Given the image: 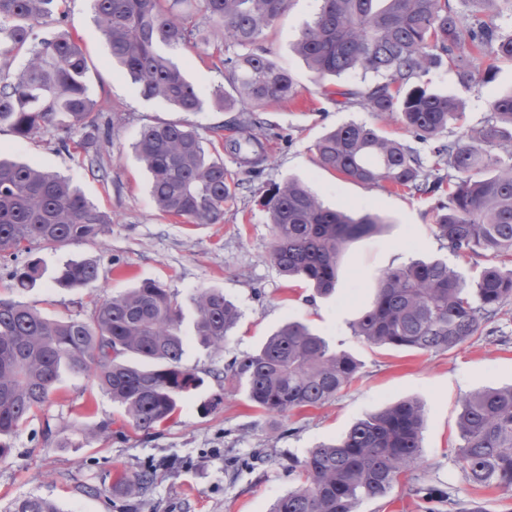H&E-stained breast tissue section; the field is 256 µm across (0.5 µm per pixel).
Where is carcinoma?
Masks as SVG:
<instances>
[{
    "mask_svg": "<svg viewBox=\"0 0 512 512\" xmlns=\"http://www.w3.org/2000/svg\"><path fill=\"white\" fill-rule=\"evenodd\" d=\"M67 0H0V128L30 139L51 126L58 145L81 150L93 177L106 169L98 150L71 133L99 131L112 118L89 95L88 62L65 28ZM93 17L114 61L145 99H161L177 112L206 108L235 112L230 149L243 164L264 155L259 117L271 103L295 96L293 75L255 45L290 0H91ZM465 15L450 0H321L316 18L302 31L295 51L319 77L358 74L376 78L356 88L324 87L344 108L359 105L397 117L411 140L392 138L365 122L348 121L314 144L319 165L365 186L411 196H439L435 236L470 258H502L483 268L473 284L441 259H412L383 272L372 304L353 325L362 342L423 352H448L478 338L512 301V164L503 165L486 146L512 151V91L491 102L487 124L445 142L464 105L429 90L420 78L443 65L471 84L512 62V32L497 24L512 0H464ZM239 52L219 59L229 89L205 98L189 81L173 51L211 46ZM27 56L22 69L16 58ZM429 145L421 154L412 142ZM133 148L150 174V195L161 215L192 224H220L224 203L245 189L237 174L214 159L207 142L180 123L146 125ZM448 169V179L429 180L427 168ZM272 224L270 260L280 275L326 295L334 291L342 248L385 224L377 213L330 209L299 179L286 178L264 199ZM111 223L69 178L15 157L0 155V251L36 243L59 249L92 242ZM42 275L29 262L13 273L25 287ZM98 278L96 263L66 264L56 282L83 287ZM197 313L194 339L220 351L240 312L219 288H198L190 297ZM178 295L155 280L95 303L92 318L52 319L36 306L0 298V461L58 390L62 375L86 376L148 433L182 409L201 378L183 362ZM359 361L337 350L300 321H289L253 353L224 367V378L254 407L285 423L295 410L321 407L356 378ZM461 444L456 462L479 488L512 492V385L488 387L462 399ZM425 416L413 400L396 402L358 419L333 442L288 458V475L301 483L279 496L271 512H358L365 500L382 498L398 478L422 461ZM150 465L112 484V495L134 499L154 485ZM415 495L457 505L434 487ZM8 512H59L46 498L16 499Z\"/></svg>",
    "mask_w": 512,
    "mask_h": 512,
    "instance_id": "cac0c4a2",
    "label": "carcinoma"
}]
</instances>
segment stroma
Instances as JSON below:
<instances>
[{
  "label": "stroma",
  "instance_id": "35a3bbf8",
  "mask_svg": "<svg viewBox=\"0 0 512 512\" xmlns=\"http://www.w3.org/2000/svg\"><path fill=\"white\" fill-rule=\"evenodd\" d=\"M319 8V0H292L259 41L271 59L292 73L297 94L288 103L268 107L272 128L259 169L240 165L231 154L223 156L225 168L248 181L251 191L225 205L223 223L188 224L158 214L149 193L150 175L132 145L144 125L161 122L188 124L218 143L228 135L231 113L177 112L162 101L140 97L113 63L89 0H69L66 27L88 53L89 93L112 114L111 138L101 145L109 178L91 177L59 149L58 134L51 129L22 139L1 128L0 152L70 177L112 222L93 243L0 255V297L36 305L51 317L87 321L100 295L152 279L183 302L184 334L193 331L188 300L198 288L223 289L242 318L223 350L188 343L184 361L203 384L190 393L173 422L148 434L134 430L92 379L63 376L52 401L0 463V512L29 495L56 502L62 512H126L123 500L112 495V481L118 472L132 473L149 463L157 468V480L136 512H269L295 484L283 467L288 457H303L342 436L366 414L407 399L424 409L423 462L401 476L384 498L364 501L359 512H424L412 493L419 485L443 489L468 508L477 503L486 512H512V495L472 490L455 460L461 397L482 386L512 384V302L481 338L445 353L374 348L353 334L354 320L373 300L388 268L413 258L439 257L471 280L492 260L458 255L435 237L434 197L367 187L318 165L314 143L345 122L362 121L396 138L405 135L396 122L357 106L341 107L322 95L316 75L293 50ZM422 82L461 100L465 126L478 128L489 115V102L512 89V64H500L478 85L460 84L444 66L432 69ZM291 176L306 182L327 207L377 212L385 219L378 233L343 248L336 288L328 295L292 286L269 259L273 232L261 198ZM32 260L42 267L41 279L32 287H17L13 271ZM81 260L96 262L97 280L84 288L58 285L62 267ZM290 320L307 324L331 347L353 353L361 368L351 387L331 403L304 410L283 426L251 406L220 371ZM102 421L109 425L107 440L86 438L84 427ZM237 457L254 464L232 470L230 462ZM88 484L100 488V495L85 494Z\"/></svg>",
  "mask_w": 512,
  "mask_h": 512
}]
</instances>
